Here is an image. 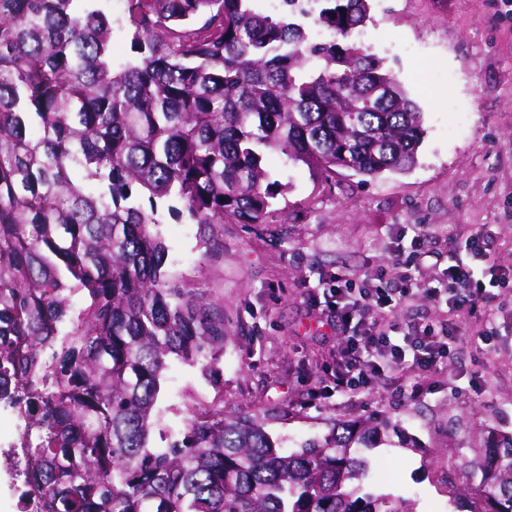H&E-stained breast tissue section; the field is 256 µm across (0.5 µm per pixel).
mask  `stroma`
<instances>
[{
  "label": "stroma",
  "instance_id": "stroma-1",
  "mask_svg": "<svg viewBox=\"0 0 512 512\" xmlns=\"http://www.w3.org/2000/svg\"><path fill=\"white\" fill-rule=\"evenodd\" d=\"M359 40L383 59L423 113L417 163L367 182L337 170L334 180L268 153L272 179L287 184L265 223L224 222L211 252L200 227L166 216L161 226L176 280L203 289L224 316V386L170 359L161 397L169 424L220 405L225 417L253 415L284 450L327 435L339 422L374 415L384 440L367 450L366 491L414 502L416 512H450L448 479L474 459L486 432L512 435V289L501 291L497 335L472 343L468 310L423 296L397 309V323L467 328L432 387L418 397L399 382L367 395L314 399L338 343L305 291L321 275H379L392 231L425 225L427 245L447 260L453 239L492 224L498 263L512 266V15L502 0H376Z\"/></svg>",
  "mask_w": 512,
  "mask_h": 512
}]
</instances>
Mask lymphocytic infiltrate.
<instances>
[{"label": "lymphocytic infiltrate", "mask_w": 512, "mask_h": 512, "mask_svg": "<svg viewBox=\"0 0 512 512\" xmlns=\"http://www.w3.org/2000/svg\"><path fill=\"white\" fill-rule=\"evenodd\" d=\"M488 234V227L477 228L449 250L440 288L422 276L435 258L423 232L409 239L399 230L383 276L354 280L336 272L323 278L320 290L307 291L310 305L323 309L342 338L333 374L337 393L371 391L389 373L405 374L412 393L425 391L462 329L427 324L404 329L389 315L416 292L435 304L475 313L493 299L495 290L512 288V269L497 264L484 247ZM406 239L411 242L407 248L402 245Z\"/></svg>", "instance_id": "lymphocytic-infiltrate-1"}]
</instances>
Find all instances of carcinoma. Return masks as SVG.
Masks as SVG:
<instances>
[{"instance_id":"1","label":"carcinoma","mask_w":512,"mask_h":512,"mask_svg":"<svg viewBox=\"0 0 512 512\" xmlns=\"http://www.w3.org/2000/svg\"><path fill=\"white\" fill-rule=\"evenodd\" d=\"M127 2L133 56L116 64L102 0H0V403L23 422L19 512H415L364 491L365 437L343 423L282 454L259 418L214 406L150 447L171 357L223 381L224 319L171 278L160 207L265 223L287 189L268 151L326 180L416 164L423 112L355 40L372 0ZM309 18L335 38L311 39ZM478 465L467 512H512V435Z\"/></svg>"}]
</instances>
